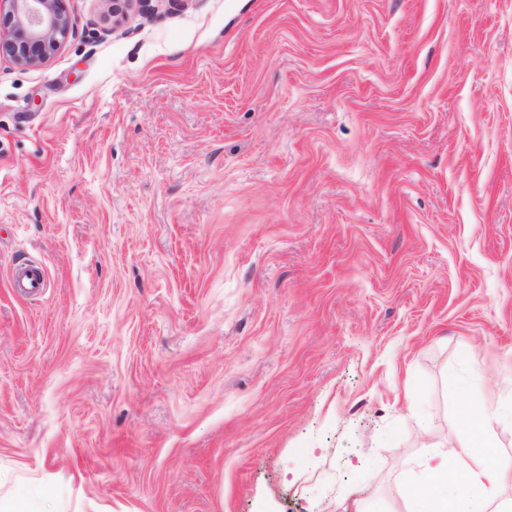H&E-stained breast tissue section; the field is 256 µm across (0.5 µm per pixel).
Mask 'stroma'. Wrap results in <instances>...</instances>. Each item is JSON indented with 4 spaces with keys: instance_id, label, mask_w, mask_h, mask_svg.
Returning <instances> with one entry per match:
<instances>
[{
    "instance_id": "obj_1",
    "label": "stroma",
    "mask_w": 512,
    "mask_h": 512,
    "mask_svg": "<svg viewBox=\"0 0 512 512\" xmlns=\"http://www.w3.org/2000/svg\"><path fill=\"white\" fill-rule=\"evenodd\" d=\"M65 7L0 55V505L405 512L512 376V0ZM46 283L45 269L31 263L17 268L11 286L18 294L30 296L41 293Z\"/></svg>"
}]
</instances>
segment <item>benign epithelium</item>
<instances>
[{
    "label": "benign epithelium",
    "mask_w": 512,
    "mask_h": 512,
    "mask_svg": "<svg viewBox=\"0 0 512 512\" xmlns=\"http://www.w3.org/2000/svg\"><path fill=\"white\" fill-rule=\"evenodd\" d=\"M72 28L64 0H0V52L21 67L45 63Z\"/></svg>",
    "instance_id": "benign-epithelium-1"
}]
</instances>
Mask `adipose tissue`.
<instances>
[{"mask_svg": "<svg viewBox=\"0 0 512 512\" xmlns=\"http://www.w3.org/2000/svg\"><path fill=\"white\" fill-rule=\"evenodd\" d=\"M448 390L459 398L457 415L467 439L427 451L420 461L422 480L396 485L395 495L407 512H512V498L505 496L512 488V454L481 450L512 413L465 397L456 374H449Z\"/></svg>", "mask_w": 512, "mask_h": 512, "instance_id": "obj_1", "label": "adipose tissue"}]
</instances>
